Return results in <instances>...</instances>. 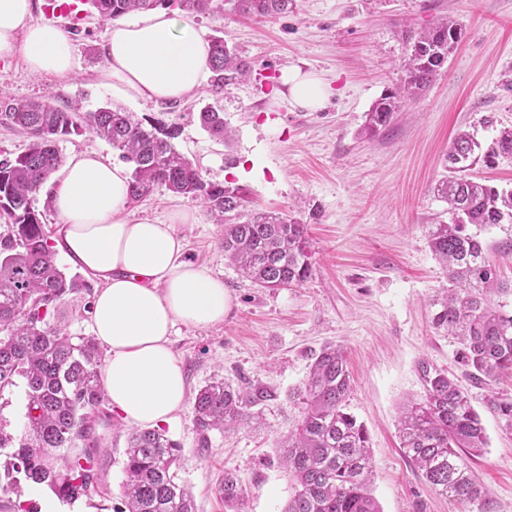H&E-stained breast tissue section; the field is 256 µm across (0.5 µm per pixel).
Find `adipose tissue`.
<instances>
[{
    "mask_svg": "<svg viewBox=\"0 0 512 512\" xmlns=\"http://www.w3.org/2000/svg\"><path fill=\"white\" fill-rule=\"evenodd\" d=\"M22 54L38 74H70L66 32L34 20L32 0H0V58ZM103 85L135 99L178 101L209 70V45L181 14L165 8L110 22L103 44ZM293 103L319 109L328 90L293 69L283 78ZM48 185L59 223L53 248L100 282L92 301L97 340L107 349L102 383L110 406L141 427L173 420L186 396L182 365L170 347L176 323L210 328L224 322L229 296L222 279L185 257L176 225L196 223L176 209L170 223L129 219V174L97 153L73 155Z\"/></svg>",
    "mask_w": 512,
    "mask_h": 512,
    "instance_id": "1",
    "label": "adipose tissue"
}]
</instances>
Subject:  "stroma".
I'll list each match as a JSON object with an SVG mask.
<instances>
[{
  "label": "stroma",
  "mask_w": 512,
  "mask_h": 512,
  "mask_svg": "<svg viewBox=\"0 0 512 512\" xmlns=\"http://www.w3.org/2000/svg\"><path fill=\"white\" fill-rule=\"evenodd\" d=\"M464 35L433 84L404 104L374 138L362 136L365 114L400 85L408 53L404 31H421L441 17ZM204 39L223 32L248 62L249 79L201 88L177 102H144L112 94L99 81L107 23L86 17L70 38L75 70L59 78L30 72L21 56L0 59V90L16 98L93 111L109 105L140 119L177 124V149L205 180L248 186L254 207L282 213L306 226L313 270L297 288L254 285L224 256L220 225L200 213L177 234L189 260L223 279L230 308L223 324H176L171 347L181 361L188 402L164 430L180 443L178 477L198 512H226L217 492L225 472L245 486L248 512H283L293 493L280 464L279 441L302 405L293 393L329 343L347 355L352 391L347 409L363 422L374 459V495L382 512H512V432L485 409L490 392L512 396V373L493 386L467 385L488 448L471 461L482 485L479 503L460 504L437 494L401 448L398 414L419 396L420 359L464 377L455 337L431 323L433 299L448 285L443 264L428 246L425 226L448 219L433 192L459 131L484 144L512 127V0H295L292 12L249 18L227 11L198 14ZM300 69L325 83L324 108L312 112L276 97L281 75ZM223 112L229 140L199 124L203 106ZM486 258L512 280V223L484 228ZM96 281L70 295L64 308L71 335H92ZM274 393L262 420L208 434L199 452L192 396L211 378ZM131 426L103 428L101 450L110 459L112 494L95 503L60 501V512H116L124 479L123 451Z\"/></svg>",
  "instance_id": "35a3bbf8"
}]
</instances>
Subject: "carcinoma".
Wrapping results in <instances>:
<instances>
[{
	"label": "carcinoma",
	"instance_id": "carcinoma-1",
	"mask_svg": "<svg viewBox=\"0 0 512 512\" xmlns=\"http://www.w3.org/2000/svg\"><path fill=\"white\" fill-rule=\"evenodd\" d=\"M91 2L103 21L159 6L220 15L230 2L235 13L268 17L286 14L293 5V0ZM462 36V28L449 18L416 35L405 34L411 51L403 82L366 112L365 134L376 136L404 102L431 85ZM210 71L214 85L221 87L249 76L250 67L224 37L214 36ZM198 119L212 136L227 134L224 113L213 107H203ZM0 127L29 139L24 152L0 154V211L10 220L8 233L0 236V390L15 386L18 378L26 386L23 433L15 436L0 428V449H10L0 465V488L16 497L7 505L11 512H31L22 499L29 485H44L69 502L111 494L101 477L109 461L98 452L97 427L112 425V415L102 409L103 352L94 338L71 336L59 313L69 295L86 283L59 268L42 214L32 206L63 162L59 141L87 134L111 145L131 165L134 201L164 187L199 203L214 223L224 226V256L261 288L302 285L311 276L312 260L305 225L251 207L252 191L243 185L205 180L174 145V126L156 122L147 127L133 113L108 107L84 111L78 103L64 108L0 97ZM501 157L512 158V128L499 131L484 151L470 133L459 132L447 156L448 175L435 187L452 221L425 225L429 246L453 284L438 302L433 325L459 338V362L472 380L486 385L512 372V311L497 301L512 297V281L502 280L486 261L479 230L512 219V189L474 180L468 171L478 164L491 167ZM415 371L421 393L401 406L402 448L435 491L474 504L482 498V486L469 459L488 445L481 417L454 374L426 359L417 362ZM351 388L344 352L324 346L296 393L304 408L281 445V464L294 484L284 512H381L370 490L369 436L346 407ZM272 399L261 386L243 389L222 378L209 381L193 404L199 447H208L212 430L230 431L261 418ZM485 407L512 431V396L493 395ZM61 449L67 454H57ZM125 456L117 512H197L191 491L176 476L181 446L163 430L131 431ZM218 491L225 505L244 512L247 491L235 474L224 473Z\"/></svg>",
	"mask_w": 512,
	"mask_h": 512
}]
</instances>
